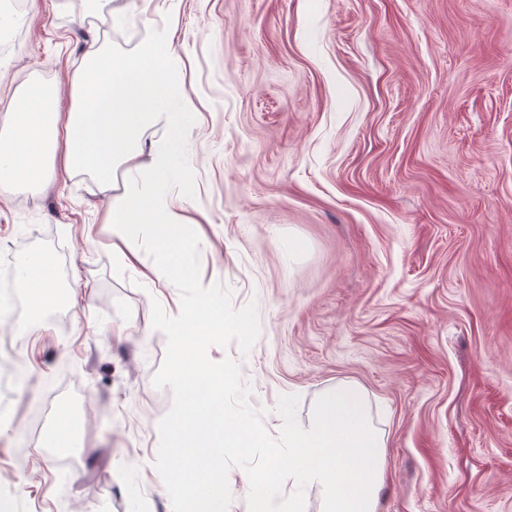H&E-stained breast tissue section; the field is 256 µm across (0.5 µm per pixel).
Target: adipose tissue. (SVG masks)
<instances>
[{
    "label": "adipose tissue",
    "instance_id": "obj_1",
    "mask_svg": "<svg viewBox=\"0 0 512 512\" xmlns=\"http://www.w3.org/2000/svg\"><path fill=\"white\" fill-rule=\"evenodd\" d=\"M179 66L171 43L163 36L143 41L130 59L113 56L110 49L93 40L84 47L73 107L68 114H61L57 94L36 90L25 96L24 104L34 107L35 114L23 144L17 137L18 114L0 119V144L6 147L12 162L10 170L0 173V200H8L21 185L33 193L42 192L60 170L96 173L100 193L112 200L108 222L113 248L127 268L166 292L167 299L150 333L169 337L172 342L174 359L169 383L175 389L181 384V363L186 356L181 337L195 320L200 304L212 303L215 292L212 283L184 281L161 255L135 247L140 230L135 215L139 198L129 193L113 195L110 156L118 149L132 159L136 183L150 195L147 218L159 225L160 235L175 231L183 222L182 203L169 193L167 177L179 155L176 131L190 103L184 98L129 115L97 112L93 106L111 89L132 80L137 81L143 93L156 95L158 89L152 76L161 69ZM105 125L121 132L116 149L103 148L99 142L97 132ZM143 153L148 155V162L136 163V156Z\"/></svg>",
    "mask_w": 512,
    "mask_h": 512
}]
</instances>
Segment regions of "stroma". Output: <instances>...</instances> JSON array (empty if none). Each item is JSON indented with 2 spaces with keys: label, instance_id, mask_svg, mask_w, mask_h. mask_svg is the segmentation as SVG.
<instances>
[{
  "label": "stroma",
  "instance_id": "obj_1",
  "mask_svg": "<svg viewBox=\"0 0 512 512\" xmlns=\"http://www.w3.org/2000/svg\"><path fill=\"white\" fill-rule=\"evenodd\" d=\"M123 2L0 0V116L36 79L69 111L89 33L122 55L166 33L194 110L160 254L265 306L248 354L210 358L239 360L274 436L280 396L306 426L358 390L385 442L378 512H512V0H180L117 28ZM110 206L91 171L0 202V273L49 255L31 277L70 302L0 333L27 374L21 394L0 373L17 512H171L155 468L125 477L157 455L170 340L147 335L161 291L113 253Z\"/></svg>",
  "mask_w": 512,
  "mask_h": 512
}]
</instances>
